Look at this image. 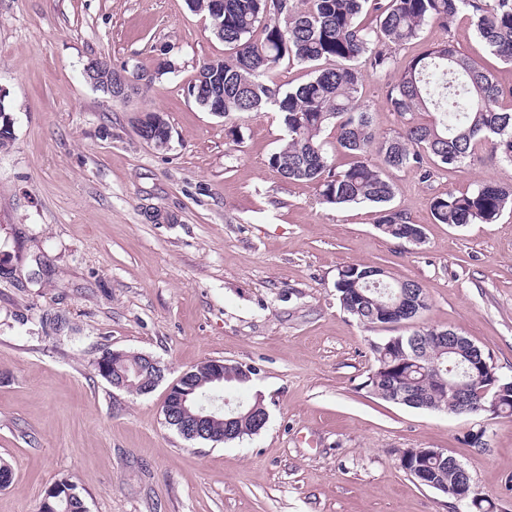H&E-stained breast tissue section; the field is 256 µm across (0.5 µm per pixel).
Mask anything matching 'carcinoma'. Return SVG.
Returning a JSON list of instances; mask_svg holds the SVG:
<instances>
[{
	"mask_svg": "<svg viewBox=\"0 0 512 512\" xmlns=\"http://www.w3.org/2000/svg\"><path fill=\"white\" fill-rule=\"evenodd\" d=\"M189 6L206 15L212 34L230 50L224 59L200 66L188 87L196 102L208 111L214 100H224L226 118L276 107L286 138L270 156V165L285 179L316 183L324 204L378 206L377 228L391 238L407 240L416 224L390 206L396 187L383 169L413 168L428 181L437 169L477 161L475 149L486 142L512 163V111L499 107L512 89L449 42L414 57L388 84L387 103L407 118L397 134L383 136L373 128L360 96L363 69L391 71L396 48L416 40L429 23L449 27L463 10L470 12L477 37L492 54L512 65V0H224L222 14L212 13L210 0H189ZM286 60L314 69V75L283 92L266 77ZM9 112L1 98L0 148L13 140ZM418 112L433 118L419 122ZM135 124L143 139L171 136L159 112H142ZM330 126L338 146L352 157L345 169H337L324 149L321 136ZM372 152L382 167L370 163ZM426 155L433 166L424 165ZM510 206L512 187L492 182L430 202L435 221L455 227L491 224ZM334 287L342 308L370 328L387 324L386 316L402 310L409 295L416 302L415 316L428 308L418 283L395 280L380 267L342 266ZM443 347L434 339L423 340L417 331L371 345L375 367L367 387L388 401L398 390L427 395V402L412 403V408L480 415L486 388L512 383L489 364L479 375L460 378L470 406L458 408L451 393L436 391L439 380L448 378ZM419 460L429 480L456 498L460 473L454 465L424 453ZM41 512H87V507L65 479L47 491Z\"/></svg>",
	"mask_w": 512,
	"mask_h": 512,
	"instance_id": "carcinoma-1",
	"label": "carcinoma"
}]
</instances>
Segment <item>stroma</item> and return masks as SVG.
Masks as SVG:
<instances>
[{
    "mask_svg": "<svg viewBox=\"0 0 512 512\" xmlns=\"http://www.w3.org/2000/svg\"><path fill=\"white\" fill-rule=\"evenodd\" d=\"M448 40L512 88V66L465 11L424 26L397 60ZM227 53L187 0H0V95L13 120L0 149V459L13 469L0 512H40L64 477L88 512H475L416 484L400 466L407 448L456 457L492 512H512V417L410 408L366 386L372 344L431 328L467 336L512 379V211L454 227L430 210L439 194L512 184V164L482 144L475 164L427 182L390 172L393 207L424 236L387 237L377 206L323 204L315 183L270 166L277 112L225 119L198 106L188 85ZM95 57L126 71L130 98L86 82ZM388 83L366 73L361 100L392 135L403 119ZM142 111L165 116L168 147L137 135ZM151 207L171 222L148 221ZM349 264L418 282L428 310L359 324L334 288ZM107 349L152 356L164 383L142 396L112 388L94 368ZM214 359L256 368L224 396H262L258 434L216 445L166 425L168 383ZM479 429L483 450L466 441Z\"/></svg>",
    "mask_w": 512,
    "mask_h": 512,
    "instance_id": "stroma-1",
    "label": "stroma"
}]
</instances>
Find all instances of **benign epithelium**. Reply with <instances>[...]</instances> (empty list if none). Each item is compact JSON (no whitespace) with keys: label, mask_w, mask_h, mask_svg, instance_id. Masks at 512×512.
Returning <instances> with one entry per match:
<instances>
[{"label":"benign epithelium","mask_w":512,"mask_h":512,"mask_svg":"<svg viewBox=\"0 0 512 512\" xmlns=\"http://www.w3.org/2000/svg\"><path fill=\"white\" fill-rule=\"evenodd\" d=\"M108 72L112 77V99L124 101L128 98L131 84L128 76L112 69V64L103 58L90 60L84 68L85 76H97ZM130 354L124 351L112 352V386L125 392L145 395L152 392L162 381L164 369L159 361L146 354H135V360L127 362ZM226 363L210 360L199 366L207 380L212 382L209 393L196 400L193 407L186 406L188 395L192 393L191 383L195 373L187 371L173 381L163 403L166 419H180L179 431L183 435L203 437L209 442H227L237 436L241 424L252 421L256 426H264L268 412L261 396H256V404L249 407L242 403L230 404L219 400L224 383L230 379L224 375Z\"/></svg>","instance_id":"1"}]
</instances>
